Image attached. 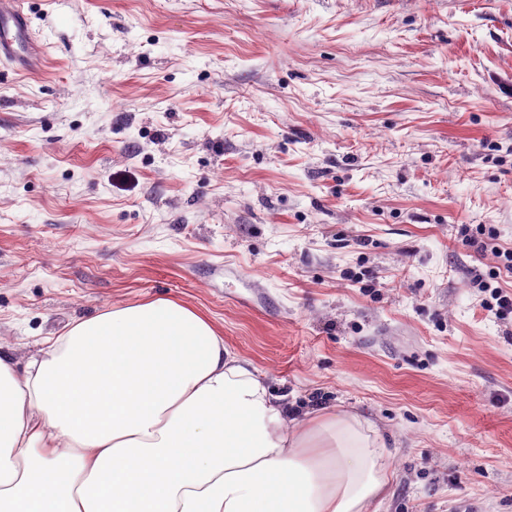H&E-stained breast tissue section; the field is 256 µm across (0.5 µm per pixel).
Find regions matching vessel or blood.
<instances>
[{
    "label": "vessel or blood",
    "mask_w": 512,
    "mask_h": 512,
    "mask_svg": "<svg viewBox=\"0 0 512 512\" xmlns=\"http://www.w3.org/2000/svg\"><path fill=\"white\" fill-rule=\"evenodd\" d=\"M0 62L26 72L37 71L41 66L23 0H0Z\"/></svg>",
    "instance_id": "b4317fda"
}]
</instances>
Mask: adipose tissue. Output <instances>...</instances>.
I'll list each match as a JSON object with an SVG mask.
<instances>
[{
    "mask_svg": "<svg viewBox=\"0 0 512 512\" xmlns=\"http://www.w3.org/2000/svg\"><path fill=\"white\" fill-rule=\"evenodd\" d=\"M388 444L303 414L194 310L118 306L0 352V512H375Z\"/></svg>",
    "mask_w": 512,
    "mask_h": 512,
    "instance_id": "obj_1",
    "label": "adipose tissue"
}]
</instances>
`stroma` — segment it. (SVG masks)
Masks as SVG:
<instances>
[{
	"instance_id": "stroma-1",
	"label": "stroma",
	"mask_w": 512,
	"mask_h": 512,
	"mask_svg": "<svg viewBox=\"0 0 512 512\" xmlns=\"http://www.w3.org/2000/svg\"><path fill=\"white\" fill-rule=\"evenodd\" d=\"M0 345L170 299L298 412L391 436L378 512H512V0H26Z\"/></svg>"
}]
</instances>
